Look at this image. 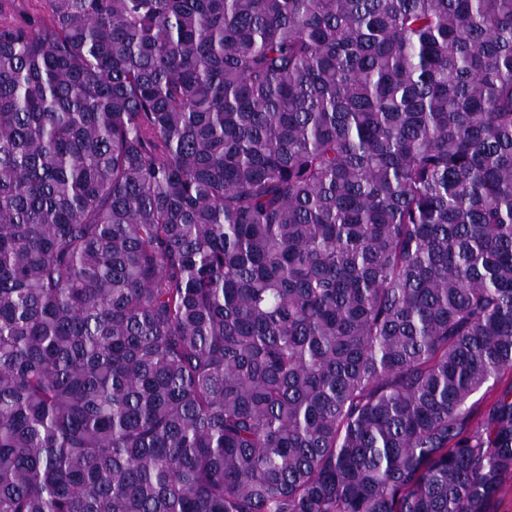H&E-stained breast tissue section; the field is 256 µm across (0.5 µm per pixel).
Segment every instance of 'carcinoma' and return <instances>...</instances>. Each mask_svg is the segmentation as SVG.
<instances>
[{
    "label": "carcinoma",
    "mask_w": 512,
    "mask_h": 512,
    "mask_svg": "<svg viewBox=\"0 0 512 512\" xmlns=\"http://www.w3.org/2000/svg\"><path fill=\"white\" fill-rule=\"evenodd\" d=\"M8 2L0 512H493L512 0Z\"/></svg>",
    "instance_id": "1"
}]
</instances>
